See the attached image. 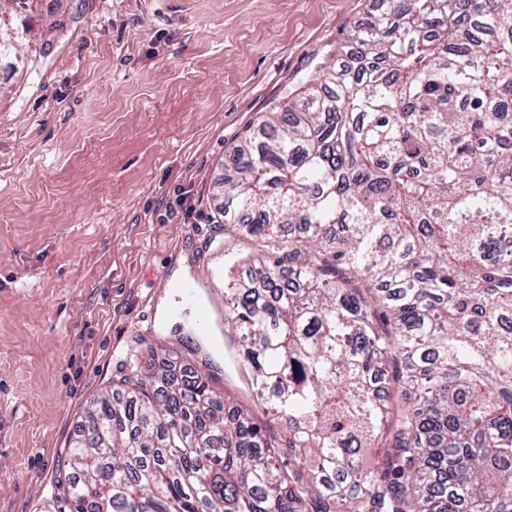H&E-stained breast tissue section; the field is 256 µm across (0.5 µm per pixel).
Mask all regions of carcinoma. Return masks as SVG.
Here are the masks:
<instances>
[{"label": "carcinoma", "instance_id": "carcinoma-1", "mask_svg": "<svg viewBox=\"0 0 512 512\" xmlns=\"http://www.w3.org/2000/svg\"><path fill=\"white\" fill-rule=\"evenodd\" d=\"M382 2L224 178L252 403L118 378L71 512H512V0Z\"/></svg>", "mask_w": 512, "mask_h": 512}]
</instances>
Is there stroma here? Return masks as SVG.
I'll list each match as a JSON object with an SVG mask.
<instances>
[{"instance_id":"stroma-1","label":"stroma","mask_w":512,"mask_h":512,"mask_svg":"<svg viewBox=\"0 0 512 512\" xmlns=\"http://www.w3.org/2000/svg\"><path fill=\"white\" fill-rule=\"evenodd\" d=\"M379 0H6L0 65V512H69L57 484L92 399L188 336L224 359L251 245L217 188L262 113L349 63Z\"/></svg>"}]
</instances>
